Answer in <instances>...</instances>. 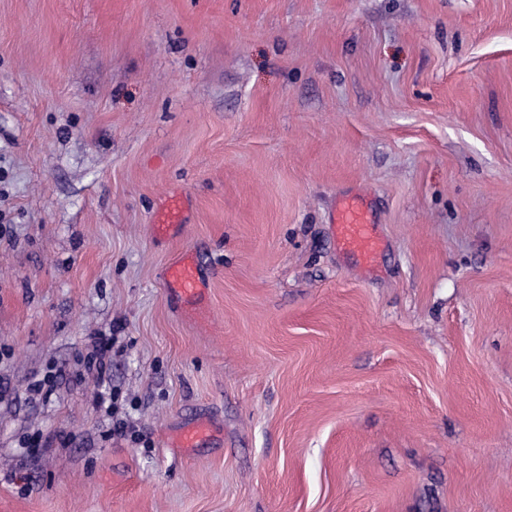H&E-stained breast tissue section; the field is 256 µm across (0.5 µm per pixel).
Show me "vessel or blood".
<instances>
[{
	"label": "vessel or blood",
	"instance_id": "1",
	"mask_svg": "<svg viewBox=\"0 0 512 512\" xmlns=\"http://www.w3.org/2000/svg\"><path fill=\"white\" fill-rule=\"evenodd\" d=\"M188 198L175 193L162 200L157 208L155 222L161 234L181 227L187 221ZM331 222L339 246L357 254L365 263H372L382 247L373 214L363 200L353 195L341 196L332 213ZM166 284L171 294L184 303L196 302L205 292L198 263L193 253L187 252L175 259L166 269Z\"/></svg>",
	"mask_w": 512,
	"mask_h": 512
}]
</instances>
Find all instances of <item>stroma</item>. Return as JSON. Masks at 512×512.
<instances>
[{"instance_id": "1", "label": "stroma", "mask_w": 512, "mask_h": 512, "mask_svg": "<svg viewBox=\"0 0 512 512\" xmlns=\"http://www.w3.org/2000/svg\"><path fill=\"white\" fill-rule=\"evenodd\" d=\"M0 512H512V0H0ZM188 198L183 193H174L162 200L157 208L155 223L162 235L187 224ZM331 224L343 250L357 254L366 264L375 260L382 241L372 211L363 200L350 194L341 196L332 213ZM165 280L170 293L185 304L196 302L207 288L196 258L190 252L182 254L167 267Z\"/></svg>"}]
</instances>
